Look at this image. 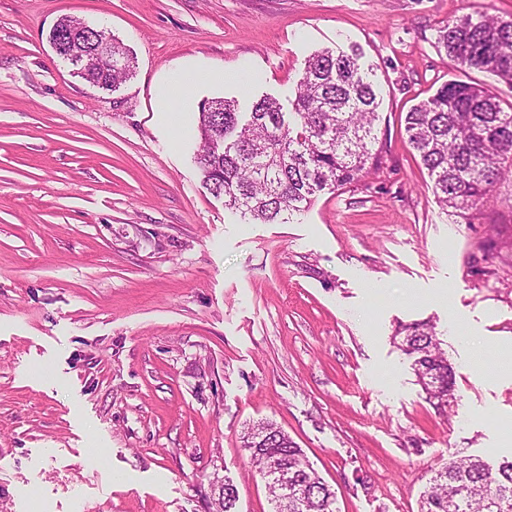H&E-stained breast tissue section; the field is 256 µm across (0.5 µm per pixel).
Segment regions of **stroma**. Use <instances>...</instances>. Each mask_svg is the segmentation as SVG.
<instances>
[{
    "mask_svg": "<svg viewBox=\"0 0 512 512\" xmlns=\"http://www.w3.org/2000/svg\"><path fill=\"white\" fill-rule=\"evenodd\" d=\"M512 0H0V512H273L243 437L275 424L338 512H418L452 457L512 459V178L443 210L404 131L460 72L439 23ZM106 27L134 61L104 91L52 50ZM357 50L380 90L378 173L287 222L248 224L194 162L199 105H290L307 57ZM229 78L160 111L169 76ZM456 316L470 333L448 328ZM430 322L454 369L438 411L399 326Z\"/></svg>",
    "mask_w": 512,
    "mask_h": 512,
    "instance_id": "obj_1",
    "label": "stroma"
}]
</instances>
